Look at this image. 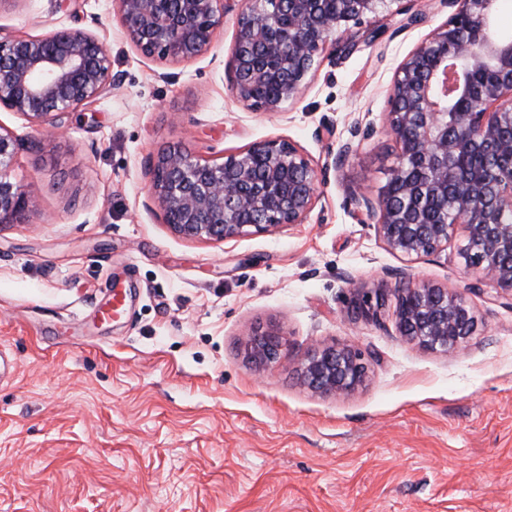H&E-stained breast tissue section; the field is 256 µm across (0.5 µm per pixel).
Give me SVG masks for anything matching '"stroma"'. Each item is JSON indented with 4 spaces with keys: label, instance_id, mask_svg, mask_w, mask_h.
I'll return each mask as SVG.
<instances>
[{
    "label": "stroma",
    "instance_id": "obj_1",
    "mask_svg": "<svg viewBox=\"0 0 512 512\" xmlns=\"http://www.w3.org/2000/svg\"><path fill=\"white\" fill-rule=\"evenodd\" d=\"M368 17L371 44L325 55L297 99L257 114L225 78L229 11L211 47L180 63L143 56L116 0H0V34L79 25L105 38L109 97L63 128L1 111L24 144L11 174L25 222L0 226V512H512V306L472 294L478 326L461 349L429 353L398 336L394 309L355 322L356 288L393 271L455 290L460 240L409 262L360 223L345 188L381 194L397 147L383 130L401 61L451 14L421 0ZM330 173L306 223L227 241L164 224L149 167L171 145L216 159L267 139ZM126 313L104 320L113 291ZM273 323L286 359L265 371L241 354L245 328ZM333 341L366 353L365 385L322 397L297 368Z\"/></svg>",
    "mask_w": 512,
    "mask_h": 512
}]
</instances>
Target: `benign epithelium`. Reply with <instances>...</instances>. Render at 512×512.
Masks as SVG:
<instances>
[{
  "instance_id": "7a95c632",
  "label": "benign epithelium",
  "mask_w": 512,
  "mask_h": 512,
  "mask_svg": "<svg viewBox=\"0 0 512 512\" xmlns=\"http://www.w3.org/2000/svg\"><path fill=\"white\" fill-rule=\"evenodd\" d=\"M236 0H117L125 34L147 57L171 62L193 59L211 45L224 13ZM286 5L275 34L246 2L225 68L230 91L252 111L278 112L299 95L327 51H352L374 38L364 19L380 0H276ZM453 9L397 67L389 94L386 130L398 147L392 169L398 199L373 200L354 188L347 198L360 222L375 221L385 247L408 261L448 247L457 228L465 274H476L471 292L512 302V226L498 218L512 213V37L495 24L498 0H442ZM118 77L103 39L86 28L60 26L46 35L0 37V110L32 123L55 126L79 108L106 97ZM359 126L321 167L296 145L264 140L221 158L205 160L171 146L153 161L151 194L164 223L188 240L226 241L251 231L278 232L304 224L323 195L327 174L357 151ZM19 143L0 132V224H18L29 196L13 180ZM478 154L494 170L473 177L460 159ZM450 206L436 224L431 208ZM400 335L428 352L461 348L476 330L466 296L413 274L399 272L392 290ZM386 294H364L351 305L356 320L379 321ZM246 362L266 370L288 356L280 328L254 326L243 341ZM365 353L333 342L310 348L299 362L302 383L321 396L350 394L366 380Z\"/></svg>"
}]
</instances>
